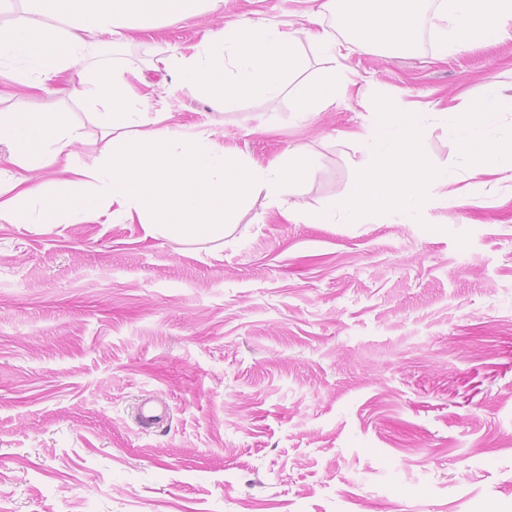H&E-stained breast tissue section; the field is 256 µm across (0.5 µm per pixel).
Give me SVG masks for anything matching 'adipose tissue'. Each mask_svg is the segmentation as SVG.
I'll return each instance as SVG.
<instances>
[{
    "label": "adipose tissue",
    "mask_w": 512,
    "mask_h": 512,
    "mask_svg": "<svg viewBox=\"0 0 512 512\" xmlns=\"http://www.w3.org/2000/svg\"><path fill=\"white\" fill-rule=\"evenodd\" d=\"M27 2L26 19L0 28V74L12 73L14 64H21V72H14L19 80L44 93L83 60L88 35L106 34L113 43L124 44L154 29L157 21L176 23L224 8V0ZM425 5L426 0H321L318 8L304 11L305 24L298 29L242 16L226 22L191 54H177L171 67L174 81L197 91L221 112L234 109L249 93L274 99L287 77L304 66L299 41L334 60L348 48L402 56L416 45L417 20ZM341 7L352 26L345 43L321 26L324 16ZM56 16L64 18L65 30L49 25V18ZM439 19L442 51L489 43L512 20V0H443ZM72 93L100 106L98 118L110 138L109 147L97 155L77 152L82 133L61 112L1 113L0 146L7 147L15 167L0 181L1 220L60 224L104 217L143 224L152 235L189 232L213 237L223 234L259 198L289 222L308 218L286 202L291 189L307 177L309 161L299 152L263 165L211 140L209 132L169 126L166 109L155 107L151 92L140 91L121 71L99 69L80 76ZM339 94L335 76H321L297 87L296 110L302 116L322 111ZM465 109L473 121L449 126V137L465 154L481 160L484 171L512 162V138L491 139L483 131L493 119L486 100L466 102ZM424 135L422 113L382 108L360 140L371 166L385 174L384 199H376L366 180L344 195L337 209L308 219L330 224L340 210L357 222L378 201L389 208L425 206L433 188L447 183L448 172L430 163L422 149ZM52 163L59 164L62 174L56 189H31L30 172Z\"/></svg>",
    "instance_id": "1"
}]
</instances>
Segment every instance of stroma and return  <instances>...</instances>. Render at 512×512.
I'll list each match as a JSON object with an SVG mask.
<instances>
[{
	"label": "stroma",
	"instance_id": "1",
	"mask_svg": "<svg viewBox=\"0 0 512 512\" xmlns=\"http://www.w3.org/2000/svg\"><path fill=\"white\" fill-rule=\"evenodd\" d=\"M302 0H226L143 41H89L81 65L137 73L179 125L261 163L314 161L287 200L329 209L371 175L352 133L386 104L429 106L423 149L448 181L405 217L292 224L254 201L220 237L140 224L0 221V493L6 512H512V167L482 175L448 136L496 86L512 136V24L440 57L435 43L331 60L336 103L287 92L227 112L166 80L162 60L227 19L300 24ZM67 113L105 145L92 103L0 78L1 112ZM163 396L141 432L132 411ZM153 401V399L141 400L135 410V420L144 431L154 429L166 420L167 405L160 402V406L157 407L152 404Z\"/></svg>",
	"mask_w": 512,
	"mask_h": 512
}]
</instances>
